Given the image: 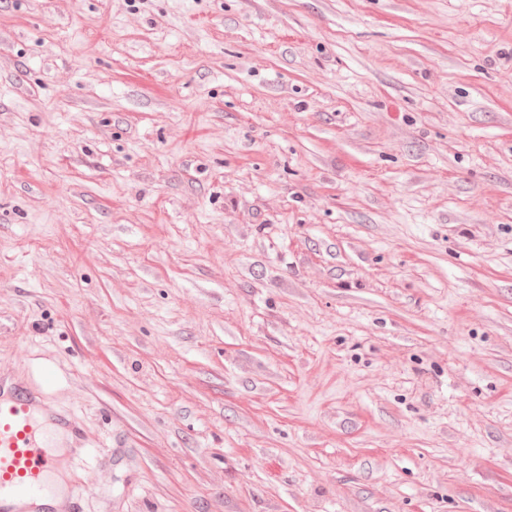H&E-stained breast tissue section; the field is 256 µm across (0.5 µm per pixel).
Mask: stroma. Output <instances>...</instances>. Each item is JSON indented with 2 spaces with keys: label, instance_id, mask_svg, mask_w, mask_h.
Instances as JSON below:
<instances>
[{
  "label": "stroma",
  "instance_id": "stroma-1",
  "mask_svg": "<svg viewBox=\"0 0 512 512\" xmlns=\"http://www.w3.org/2000/svg\"><path fill=\"white\" fill-rule=\"evenodd\" d=\"M0 382L83 512H512V0H0Z\"/></svg>",
  "mask_w": 512,
  "mask_h": 512
}]
</instances>
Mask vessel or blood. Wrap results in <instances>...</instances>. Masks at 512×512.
<instances>
[{
  "instance_id": "1",
  "label": "vessel or blood",
  "mask_w": 512,
  "mask_h": 512,
  "mask_svg": "<svg viewBox=\"0 0 512 512\" xmlns=\"http://www.w3.org/2000/svg\"><path fill=\"white\" fill-rule=\"evenodd\" d=\"M40 392L17 386L0 397V512H55L42 506L47 479L58 465L43 446Z\"/></svg>"
}]
</instances>
